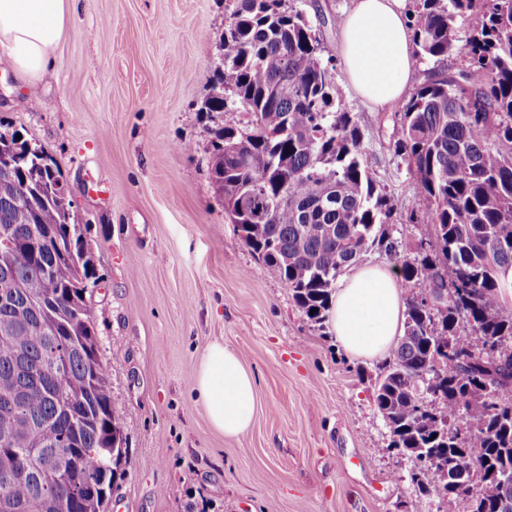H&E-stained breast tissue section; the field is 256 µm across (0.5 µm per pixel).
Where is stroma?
I'll return each mask as SVG.
<instances>
[{
    "mask_svg": "<svg viewBox=\"0 0 512 512\" xmlns=\"http://www.w3.org/2000/svg\"><path fill=\"white\" fill-rule=\"evenodd\" d=\"M337 56L352 0H290ZM224 0H74L53 64L20 80L0 57V129L20 130L68 186L98 277L95 328L124 439L110 512H442L415 495L374 402L380 360L351 357L303 316L224 213L205 112L224 56ZM368 166L401 214L414 180L374 111L337 74ZM237 350L258 407L244 436L210 424L194 389L207 346Z\"/></svg>",
    "mask_w": 512,
    "mask_h": 512,
    "instance_id": "obj_1",
    "label": "stroma"
}]
</instances>
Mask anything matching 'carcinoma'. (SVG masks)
I'll list each match as a JSON object with an SVG mask.
<instances>
[{
    "label": "carcinoma",
    "instance_id": "cac0c4a2",
    "mask_svg": "<svg viewBox=\"0 0 512 512\" xmlns=\"http://www.w3.org/2000/svg\"><path fill=\"white\" fill-rule=\"evenodd\" d=\"M224 10V96L202 111L244 114L214 130L208 160L225 215L319 324L340 274L384 250L419 288L374 389L390 447L417 460L412 485L441 495L448 512L461 501L468 512H512V306L501 301L512 285V0H417L411 14L416 55L467 63L425 72L393 127L419 223L436 239L432 251L420 241L413 260L383 229L394 198L368 168L358 117L311 22L286 0H225ZM17 135L0 133V228L15 237L0 248V325H11L0 331V436L18 437L0 446V500L16 512H96L123 478V437L86 296L94 263L55 163ZM34 228L51 237L29 243ZM31 368L42 371L25 393L37 423L22 428L1 413ZM461 408L469 422L450 427ZM17 450L36 461L26 478L13 475ZM47 482L56 495L44 494ZM73 487L100 497L73 502Z\"/></svg>",
    "mask_w": 512,
    "mask_h": 512
}]
</instances>
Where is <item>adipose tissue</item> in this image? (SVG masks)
<instances>
[{
    "mask_svg": "<svg viewBox=\"0 0 512 512\" xmlns=\"http://www.w3.org/2000/svg\"><path fill=\"white\" fill-rule=\"evenodd\" d=\"M406 0H353L340 28L339 55L349 86L382 110L404 98L418 63ZM72 0H0V50L21 78L39 75L65 36ZM405 297L394 270L364 265L340 282L329 326L351 356L377 359L395 345ZM195 387L212 427L227 437L249 431L256 408L255 381L238 353L212 342Z\"/></svg>",
    "mask_w": 512,
    "mask_h": 512,
    "instance_id": "1",
    "label": "adipose tissue"
}]
</instances>
